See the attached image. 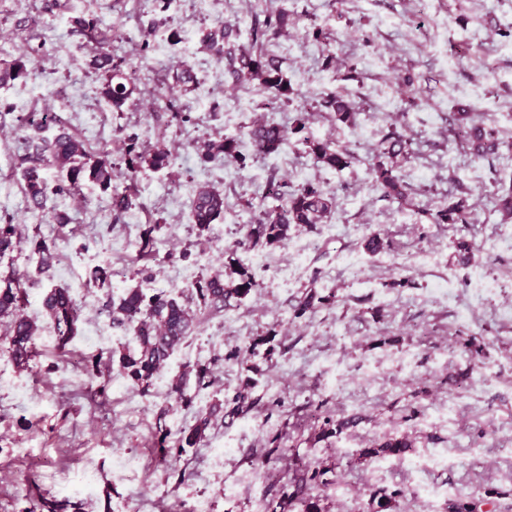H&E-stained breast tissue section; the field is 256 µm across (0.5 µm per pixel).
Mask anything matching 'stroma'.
Returning <instances> with one entry per match:
<instances>
[{
    "mask_svg": "<svg viewBox=\"0 0 512 512\" xmlns=\"http://www.w3.org/2000/svg\"><path fill=\"white\" fill-rule=\"evenodd\" d=\"M281 7L300 21L267 50L283 58L293 85L333 88L357 103L355 125L318 110L310 119L315 136L353 152L355 162L325 169L293 141L243 170L201 166V145L243 135L256 114L288 125L289 110L265 109L259 84L225 80L200 44L203 32L224 24L247 42L250 18ZM510 10L512 0H223L215 11L203 0H172L169 27L150 34L158 0H0V59L38 58L31 76L0 88V215L23 237L0 276L27 274L24 312L38 327L48 323V288H68L81 303L66 345L36 335L25 367L0 351V512H197L202 505L260 512L293 487L295 447L316 449L312 464L326 472V484L303 488L322 512H454L472 502L478 512H512V247L500 242L512 222L494 200L512 186V151L474 160L453 121L466 110L512 137V43L498 41ZM78 16L115 31L114 55L137 66L140 92L121 114L100 98L92 46L72 23ZM311 21L324 43L308 37ZM173 27L180 41H170ZM486 36L495 45L483 44ZM147 37L155 50L145 58ZM180 60L196 77L188 94L172 86ZM352 67L359 81L346 80ZM168 95L189 106L190 122L173 119ZM215 100L223 111H210ZM47 107L92 149L121 158L134 134L140 150L165 147L173 164L138 174L131 184L137 206L118 222L110 195L90 183L33 209L20 182L18 119ZM392 123L420 150L402 166L416 191L410 206L386 200L371 182L375 149ZM273 176L336 190L335 213L293 232L309 241L307 251L279 246L245 255L258 288L204 317L142 393L107 360L114 349L136 346L113 329L107 297L136 285L189 297L187 274L221 268L249 206L273 207L263 195ZM200 185L222 193L225 204L223 219L203 232L191 224L187 203ZM460 196L472 206L469 232L432 223L431 213ZM57 212L67 223H55ZM147 224L156 227L149 261L138 247ZM374 235L384 242L377 253L366 248ZM36 236L55 246L45 275L31 253ZM463 242L473 252L467 264L458 260ZM98 267L110 272L111 290L91 281ZM480 277L494 290L475 292ZM311 288L322 304L295 316ZM266 334L271 356H252L249 342ZM235 345L240 357L224 359ZM211 361L215 385L191 404L175 402L174 379ZM240 392L253 401L249 411L214 416L198 445L160 457V425H192L215 400ZM344 420L348 428L339 429ZM403 438L409 448L385 455L388 471L375 473L381 445ZM424 484L443 497L424 498Z\"/></svg>",
    "mask_w": 512,
    "mask_h": 512,
    "instance_id": "1",
    "label": "stroma"
}]
</instances>
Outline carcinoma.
Returning <instances> with one entry per match:
<instances>
[{
    "mask_svg": "<svg viewBox=\"0 0 512 512\" xmlns=\"http://www.w3.org/2000/svg\"><path fill=\"white\" fill-rule=\"evenodd\" d=\"M79 25L95 40L97 53L93 59L94 69L101 80L99 94L110 105L112 111H123L124 105L137 91L134 68L124 59L112 55V36L99 31L93 18H84ZM295 22L290 13L282 8L265 16L254 18L252 32L255 38L268 34L283 36L289 33ZM232 32L226 28L209 31L202 43L217 64L224 66V73L237 86L258 82L283 106H294L292 121L284 128L276 123L263 122L247 127L244 136L252 151L243 152L241 141L224 137L210 141L199 153L203 163L222 160L243 170L249 162L259 156L281 152L291 139L308 148L316 162L331 170H343L351 166L355 157L346 150L336 148L328 139L320 140L310 133L309 107L318 105L334 114L336 121L352 126L357 112L352 100L340 92L325 88L317 94L292 86L283 61L256 48L255 45L230 42ZM30 74L28 61L21 58L0 64V87L8 85ZM173 86L188 93L193 90V69L185 62L172 69ZM460 123L471 124L467 147L473 158L485 159L499 153L503 148L512 149V140L507 141L497 127L483 121L474 123L472 113L456 114ZM59 124V119L46 112H30L24 119L25 130L34 132L24 137L28 143L27 153L21 159V181L24 192L34 208L46 207L48 192L73 193L89 182L111 194L112 211L122 215L135 207L129 187L121 186V180H133L144 169L160 171L170 167L172 157L164 149L150 153L138 150V137H128V148L123 159L124 166L112 160L111 153L101 148L90 152L83 140L63 129L51 137H40L38 133ZM411 158V141L394 124L387 130L376 149L375 162L371 166L373 187L383 196L401 205L413 204V192L404 180L400 163ZM57 168V181L49 187L45 171ZM267 196L277 202L274 209L255 210L252 202L246 207L252 210L251 220L245 224L243 237L224 250V271L206 276L194 285L192 301L196 307L174 294L149 295L140 287L128 288L118 301H110L106 307L112 316V325L129 328L138 344L131 351L114 349L110 359H118L126 376L142 392L147 393L158 372L180 343L198 324V312L220 313L248 296L258 282L252 272L244 267L235 255L240 249H262L272 245H283L290 238L296 225L314 227L324 223L336 210L337 195L320 184L308 182L293 185L284 180L269 183ZM192 223L204 230L224 217V195L207 187L197 188L190 211ZM435 224H469L472 208L465 197L459 198L446 208L432 215ZM17 225L12 220L0 217V261L18 250ZM31 251L38 256V272L47 273L54 258L52 247L41 238L31 240ZM26 304L25 290L20 287L15 274L0 277V318L10 319L6 337V352L18 365H26L34 357L36 324L23 314ZM42 307L47 319L53 324L59 340L67 342L76 332L80 317L79 308L69 290L54 286L46 290ZM213 368L210 364L197 365L183 373L172 386V391L182 403L191 400L190 389L199 392L213 385ZM224 402L216 401L209 413L197 419L190 427L177 432L175 449L179 452L199 444L210 425L214 413L223 409Z\"/></svg>",
    "mask_w": 512,
    "mask_h": 512,
    "instance_id": "cac0c4a2",
    "label": "carcinoma"
}]
</instances>
